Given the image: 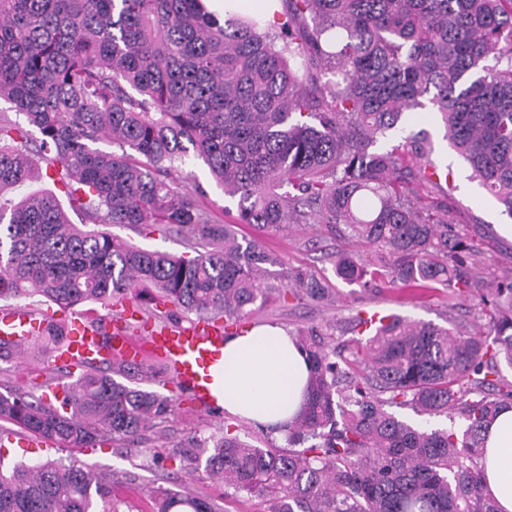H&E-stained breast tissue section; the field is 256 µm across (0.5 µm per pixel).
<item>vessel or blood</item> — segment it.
<instances>
[{
    "mask_svg": "<svg viewBox=\"0 0 512 512\" xmlns=\"http://www.w3.org/2000/svg\"><path fill=\"white\" fill-rule=\"evenodd\" d=\"M53 312L31 308L5 307L0 309V337L26 344L49 321ZM113 337L102 344L92 319L75 316L66 325V341L53 360L54 365L79 369L81 365L102 360L137 362L151 357L163 363L172 385L188 390L197 408L203 412L220 411L222 404L212 389L210 368L220 362L224 350L222 323L195 322L171 327L145 325L144 336H128L117 325H109Z\"/></svg>",
    "mask_w": 512,
    "mask_h": 512,
    "instance_id": "1",
    "label": "vessel or blood"
}]
</instances>
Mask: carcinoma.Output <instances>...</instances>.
Returning a JSON list of instances; mask_svg holds the SVG:
<instances>
[{
	"label": "carcinoma",
	"mask_w": 512,
	"mask_h": 512,
	"mask_svg": "<svg viewBox=\"0 0 512 512\" xmlns=\"http://www.w3.org/2000/svg\"><path fill=\"white\" fill-rule=\"evenodd\" d=\"M280 2L267 23L238 13L221 22L202 0H0V100L10 104L0 111V307H81L107 338L97 307L137 288L230 328L266 302L277 259L171 177L192 155L236 202L237 223L327 224L378 248L368 265L336 255L339 278L411 292L444 284L488 317L468 335L397 315L356 339L299 334L310 377L288 449L228 427L207 475L269 499V512H498L481 458L484 430L512 407L502 375L512 369V279L492 288L474 272L479 249L449 218L448 177L427 132L376 144L405 112L433 110L512 219V0ZM330 70L336 79H325ZM43 175L55 190L7 196ZM88 224L177 231L191 254ZM279 290L332 297L299 270ZM60 336L57 323L25 348L0 339V362L44 359ZM135 369L87 366L49 400L1 382L0 422L68 448L137 441L173 407L114 379ZM392 407L454 414L465 429L417 428ZM153 499L155 512H220L164 487ZM0 512H114L112 485L90 464L0 461Z\"/></svg>",
	"instance_id": "cac0c4a2"
}]
</instances>
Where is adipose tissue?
<instances>
[{
  "instance_id": "ef3b65f1",
  "label": "adipose tissue",
  "mask_w": 512,
  "mask_h": 512,
  "mask_svg": "<svg viewBox=\"0 0 512 512\" xmlns=\"http://www.w3.org/2000/svg\"><path fill=\"white\" fill-rule=\"evenodd\" d=\"M212 375L226 411L266 428L297 415L309 364L293 337L261 325L226 339L221 365ZM483 464L486 487L503 512H512V409L489 426Z\"/></svg>"
}]
</instances>
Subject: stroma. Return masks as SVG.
<instances>
[{"label": "stroma", "mask_w": 512, "mask_h": 512, "mask_svg": "<svg viewBox=\"0 0 512 512\" xmlns=\"http://www.w3.org/2000/svg\"><path fill=\"white\" fill-rule=\"evenodd\" d=\"M410 127L415 131L424 128L431 133L435 146L433 157L450 171L448 209L454 224L480 241V272L492 277H512V235L503 229L507 216L501 214L497 202L477 182L470 180L468 165L444 139L436 117L426 116L422 122H411ZM184 169L195 174L204 191L201 204L214 219L236 224L235 211L226 210L224 192L211 178L204 162L190 159ZM237 226L240 235L259 240L276 257V264L268 269L269 282H278L284 273L302 269L325 279L338 292L336 299L323 302L271 297L269 302L254 306L243 320V327L272 325L292 336L315 327L348 339L354 335L356 313L365 308H377L462 332L473 330L483 321L478 302L449 298L443 286L412 294L384 283L368 288L337 277L338 254L345 253L365 263L374 258L375 252L351 238L331 234L325 225L292 224L282 230ZM125 383L172 399L175 412L163 423L162 433L146 432L139 444L114 442L95 448H61L50 443L27 452L9 443L0 448V460L8 466L20 460L31 465L48 460L94 464L111 475L112 500L118 512H153L152 490L158 486L220 501L225 512H268L264 498L243 492L225 497L222 483L192 473L191 461L199 453L196 441L220 437L228 426L241 439L262 448L283 445L282 437L226 412L197 411L188 392L172 388L166 369H159L152 378L138 375L126 378Z\"/></svg>", "instance_id": "obj_1"}]
</instances>
